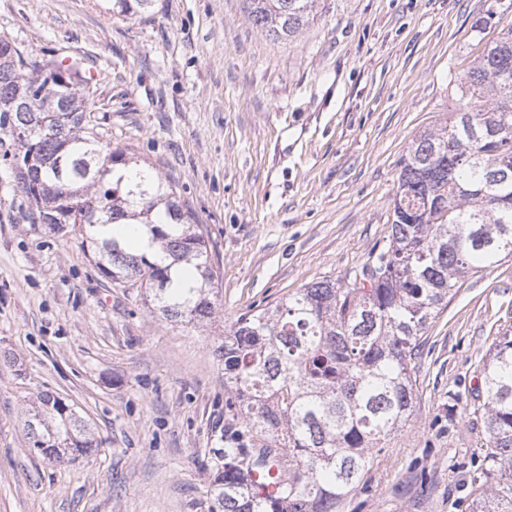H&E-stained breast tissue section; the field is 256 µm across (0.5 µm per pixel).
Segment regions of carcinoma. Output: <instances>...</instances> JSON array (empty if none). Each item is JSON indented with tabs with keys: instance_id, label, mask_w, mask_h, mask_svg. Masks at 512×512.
<instances>
[{
	"instance_id": "obj_1",
	"label": "carcinoma",
	"mask_w": 512,
	"mask_h": 512,
	"mask_svg": "<svg viewBox=\"0 0 512 512\" xmlns=\"http://www.w3.org/2000/svg\"><path fill=\"white\" fill-rule=\"evenodd\" d=\"M111 16L145 15L154 0H101ZM251 22L276 42H292L314 18L316 0H245ZM512 7H490L472 28L478 37ZM68 83L53 63L0 40V129L30 131L12 157L22 192L53 230L78 225L100 274L115 284L145 285L170 323L210 318L217 271L205 235L175 186L150 166H129L103 142L78 63ZM463 107L420 132L401 162L388 242L347 285L330 280L299 289L272 307L240 317L224 334L227 406L252 447L217 449L211 484L217 512H336L359 481L372 450L406 422L415 398L412 362L433 320L467 274L512 257V26L486 41L456 85ZM63 109L54 121L43 111ZM35 163H26L29 153ZM81 206L61 213L63 199ZM140 224L145 251L113 234ZM195 283L175 286L176 268ZM483 465L472 484L471 512H512V335L494 344L483 367ZM32 451L48 460L83 456L99 446L63 399L40 396L24 422ZM279 488L259 494L248 479Z\"/></svg>"
}]
</instances>
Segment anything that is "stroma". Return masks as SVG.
I'll return each instance as SVG.
<instances>
[{
	"instance_id": "obj_1",
	"label": "stroma",
	"mask_w": 512,
	"mask_h": 512,
	"mask_svg": "<svg viewBox=\"0 0 512 512\" xmlns=\"http://www.w3.org/2000/svg\"><path fill=\"white\" fill-rule=\"evenodd\" d=\"M487 0H317L293 42L243 0H155L117 19L92 0H0V37L96 70L106 140L174 182L219 273L211 319L171 324L145 289L101 276L77 227L42 224L0 131V512H209L217 450L240 431L218 347L239 317L345 281L391 232L400 161L459 107ZM512 333V258L467 276L427 332L406 424L336 512H470L472 407ZM49 392L100 445L55 463L23 423Z\"/></svg>"
}]
</instances>
